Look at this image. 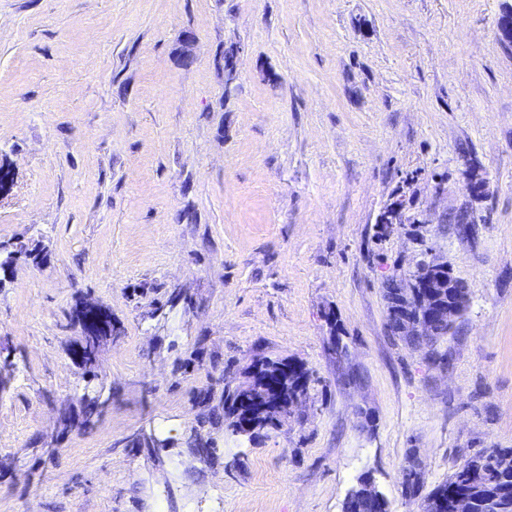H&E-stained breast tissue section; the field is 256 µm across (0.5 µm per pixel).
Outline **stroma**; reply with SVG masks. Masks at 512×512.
Listing matches in <instances>:
<instances>
[{"label":"stroma","instance_id":"stroma-1","mask_svg":"<svg viewBox=\"0 0 512 512\" xmlns=\"http://www.w3.org/2000/svg\"><path fill=\"white\" fill-rule=\"evenodd\" d=\"M502 6L0 0V243L39 254L0 281V512H341L363 475L420 512L512 448ZM429 258L470 302L428 349L392 335L382 283ZM87 303L112 318L89 370ZM267 358L308 398L234 435L224 393Z\"/></svg>","mask_w":512,"mask_h":512}]
</instances>
